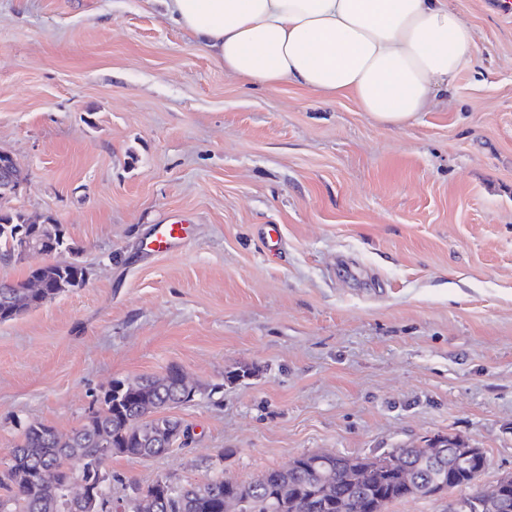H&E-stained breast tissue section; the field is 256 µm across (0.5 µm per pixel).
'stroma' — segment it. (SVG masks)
Instances as JSON below:
<instances>
[{"label": "stroma", "mask_w": 512, "mask_h": 512, "mask_svg": "<svg viewBox=\"0 0 512 512\" xmlns=\"http://www.w3.org/2000/svg\"><path fill=\"white\" fill-rule=\"evenodd\" d=\"M450 4L470 57L387 128L225 72L162 0H0V149L26 174L5 205L61 224L87 271L0 323V458L176 366L187 437L108 460L113 500L437 434L485 450L477 488L512 476V11ZM168 220L185 239L152 251Z\"/></svg>", "instance_id": "1"}]
</instances>
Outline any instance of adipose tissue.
Segmentation results:
<instances>
[{
	"instance_id": "adipose-tissue-1",
	"label": "adipose tissue",
	"mask_w": 512,
	"mask_h": 512,
	"mask_svg": "<svg viewBox=\"0 0 512 512\" xmlns=\"http://www.w3.org/2000/svg\"><path fill=\"white\" fill-rule=\"evenodd\" d=\"M166 12L226 72L324 98L352 96L383 126L428 111L474 34L447 0H165Z\"/></svg>"
}]
</instances>
